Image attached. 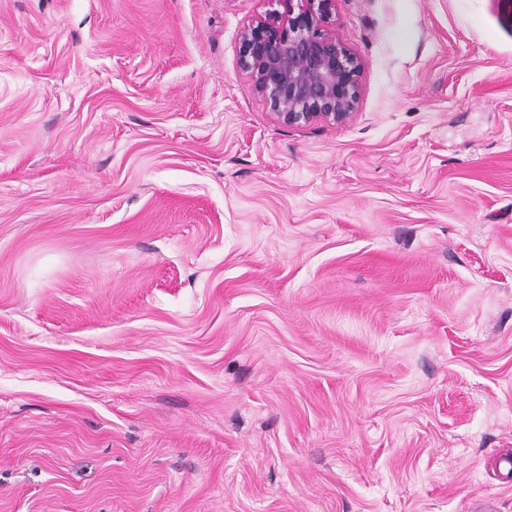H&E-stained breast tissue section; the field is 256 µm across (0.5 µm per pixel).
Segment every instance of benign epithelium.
Instances as JSON below:
<instances>
[{"label":"benign epithelium","instance_id":"7a95c632","mask_svg":"<svg viewBox=\"0 0 512 512\" xmlns=\"http://www.w3.org/2000/svg\"><path fill=\"white\" fill-rule=\"evenodd\" d=\"M306 7L258 17L244 27V70L289 126L346 122L359 100L361 63L336 37V0H303Z\"/></svg>","mask_w":512,"mask_h":512}]
</instances>
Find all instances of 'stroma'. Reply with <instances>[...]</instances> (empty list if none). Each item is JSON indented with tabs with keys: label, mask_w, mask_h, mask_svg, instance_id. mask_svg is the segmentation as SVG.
<instances>
[{
	"label": "stroma",
	"mask_w": 512,
	"mask_h": 512,
	"mask_svg": "<svg viewBox=\"0 0 512 512\" xmlns=\"http://www.w3.org/2000/svg\"><path fill=\"white\" fill-rule=\"evenodd\" d=\"M283 10L0 0V512H512V18L336 0L289 126ZM297 14L258 17L244 27V70L289 126L346 122L359 100L361 63L336 37V0H302Z\"/></svg>",
	"instance_id": "35a3bbf8"
}]
</instances>
